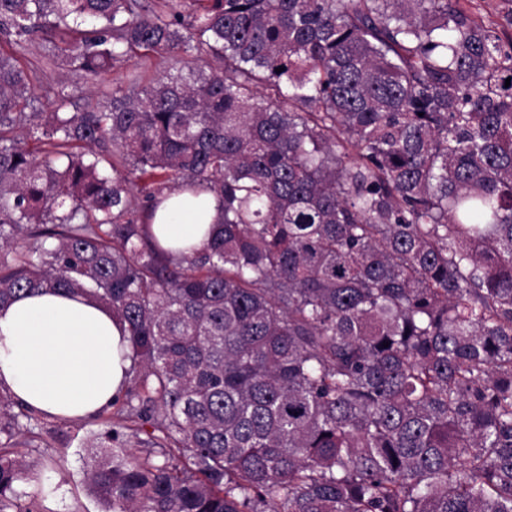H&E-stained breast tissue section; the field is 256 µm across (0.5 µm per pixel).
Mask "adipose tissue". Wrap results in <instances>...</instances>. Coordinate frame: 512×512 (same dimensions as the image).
<instances>
[{
    "mask_svg": "<svg viewBox=\"0 0 512 512\" xmlns=\"http://www.w3.org/2000/svg\"><path fill=\"white\" fill-rule=\"evenodd\" d=\"M219 210L212 194L174 190L152 218L174 252L200 248ZM125 325L97 302L58 291L22 295L0 307V386L28 407L59 419H83L126 384Z\"/></svg>",
    "mask_w": 512,
    "mask_h": 512,
    "instance_id": "ef3b65f1",
    "label": "adipose tissue"
}]
</instances>
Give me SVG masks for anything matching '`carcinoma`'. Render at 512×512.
<instances>
[{"mask_svg":"<svg viewBox=\"0 0 512 512\" xmlns=\"http://www.w3.org/2000/svg\"><path fill=\"white\" fill-rule=\"evenodd\" d=\"M468 2L0 0V305L126 324L106 512H512V11ZM179 188L223 222L178 255ZM32 416L0 387V512H38ZM472 4L488 26L494 25L499 15L511 11L512 8V0H473ZM43 54L42 48L31 47L19 58V63L25 68L38 67L40 76L46 83L82 86L86 95L90 96L91 99H97L98 92L112 89V85L124 81L127 74L126 69H118L101 76L97 80L86 79L66 69L44 65L41 62ZM165 196L152 218L154 233L177 253L200 248L219 221L220 210L214 196H193L181 190L166 191Z\"/></svg>","mask_w":512,"mask_h":512,"instance_id":"cac0c4a2","label":"carcinoma"}]
</instances>
